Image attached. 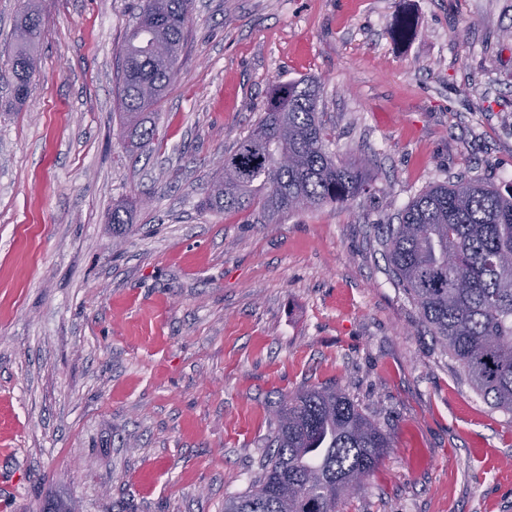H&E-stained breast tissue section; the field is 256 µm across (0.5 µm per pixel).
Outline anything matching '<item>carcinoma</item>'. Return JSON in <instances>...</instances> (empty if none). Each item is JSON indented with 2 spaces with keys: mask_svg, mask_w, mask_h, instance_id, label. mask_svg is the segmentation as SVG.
I'll return each instance as SVG.
<instances>
[{
  "mask_svg": "<svg viewBox=\"0 0 512 512\" xmlns=\"http://www.w3.org/2000/svg\"><path fill=\"white\" fill-rule=\"evenodd\" d=\"M191 0H142L117 55L119 112L126 147L155 137L148 111L174 82L188 39ZM42 16L30 2L14 28L7 85L30 94ZM313 79L279 84L262 116L224 156L204 207L251 210L266 224L293 210L355 202L365 168L328 147ZM139 200L112 209V233L132 224ZM389 272L416 305L436 344L491 408L512 414V183L479 178L430 186L382 227ZM270 451L251 487L224 499V512H340L392 447L390 437L343 391L319 386L274 403Z\"/></svg>",
  "mask_w": 512,
  "mask_h": 512,
  "instance_id": "carcinoma-1",
  "label": "carcinoma"
}]
</instances>
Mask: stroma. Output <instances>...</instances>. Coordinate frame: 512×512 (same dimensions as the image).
Returning <instances> with one entry per match:
<instances>
[{"mask_svg":"<svg viewBox=\"0 0 512 512\" xmlns=\"http://www.w3.org/2000/svg\"><path fill=\"white\" fill-rule=\"evenodd\" d=\"M140 4L39 0L30 95L0 87L8 512L52 494L79 512H224L258 475L270 405L321 385L392 441L344 512H512V414L436 347L378 233L428 186L512 180V0H192L135 158L116 53ZM307 77L366 194L275 224L203 209L273 87ZM139 202L140 200L135 199L112 208V214L108 221L109 224H112V234L121 235L123 232H126L129 225H132V214Z\"/></svg>","mask_w":512,"mask_h":512,"instance_id":"stroma-1","label":"stroma"}]
</instances>
